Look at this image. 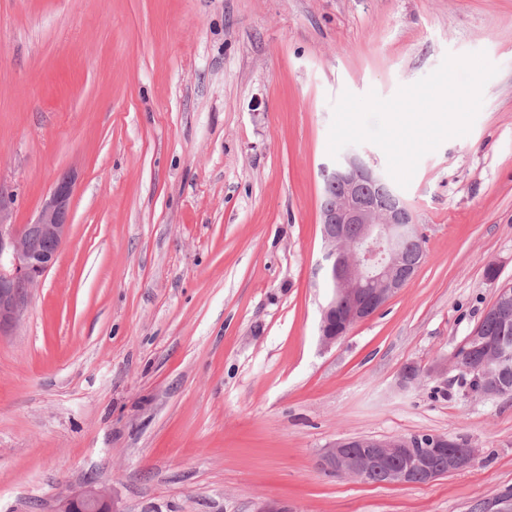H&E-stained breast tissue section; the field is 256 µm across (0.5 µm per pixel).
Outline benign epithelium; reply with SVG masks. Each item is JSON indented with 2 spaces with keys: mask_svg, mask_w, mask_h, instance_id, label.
I'll list each match as a JSON object with an SVG mask.
<instances>
[{
  "mask_svg": "<svg viewBox=\"0 0 512 512\" xmlns=\"http://www.w3.org/2000/svg\"><path fill=\"white\" fill-rule=\"evenodd\" d=\"M322 195L320 225L331 279L321 310L319 341L328 349L356 324L384 307L415 276L419 264L409 260L408 247L424 238L416 216L381 171L359 154L348 153L334 164L320 166ZM75 176L64 173L45 195L31 224L10 222L12 195L0 186V330L14 323L31 290L58 260L69 236ZM486 315L503 330L512 323V289H497ZM413 437L374 438L363 448L344 439L323 449V469L365 479L383 468L384 483H412L413 475L431 483L471 466L476 451L445 436L430 437L425 455L405 463ZM57 512H114L106 491L89 488L64 496Z\"/></svg>",
  "mask_w": 512,
  "mask_h": 512,
  "instance_id": "7a95c632",
  "label": "benign epithelium"
}]
</instances>
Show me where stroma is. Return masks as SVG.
Wrapping results in <instances>:
<instances>
[{"instance_id":"1","label":"stroma","mask_w":512,"mask_h":512,"mask_svg":"<svg viewBox=\"0 0 512 512\" xmlns=\"http://www.w3.org/2000/svg\"><path fill=\"white\" fill-rule=\"evenodd\" d=\"M480 51L499 71L470 133L400 191L417 275L322 348L334 103ZM68 171L69 237L0 330V512L91 486L115 512H476L512 492V395L430 374L512 284V0H0L14 222ZM423 433L475 463L408 485L319 466L340 439Z\"/></svg>"}]
</instances>
